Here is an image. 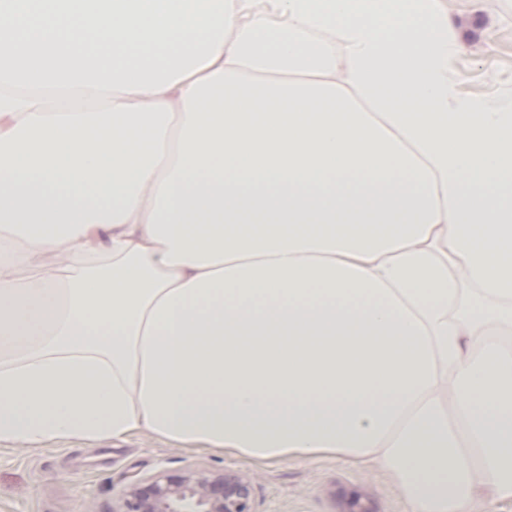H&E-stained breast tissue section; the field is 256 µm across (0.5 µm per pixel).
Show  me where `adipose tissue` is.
<instances>
[{
    "label": "adipose tissue",
    "mask_w": 512,
    "mask_h": 512,
    "mask_svg": "<svg viewBox=\"0 0 512 512\" xmlns=\"http://www.w3.org/2000/svg\"><path fill=\"white\" fill-rule=\"evenodd\" d=\"M455 18L0 0V444L142 431L352 459L405 512L512 503V111L462 95Z\"/></svg>",
    "instance_id": "1"
}]
</instances>
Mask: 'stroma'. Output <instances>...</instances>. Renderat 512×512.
Masks as SVG:
<instances>
[{
	"instance_id": "obj_1",
	"label": "stroma",
	"mask_w": 512,
	"mask_h": 512,
	"mask_svg": "<svg viewBox=\"0 0 512 512\" xmlns=\"http://www.w3.org/2000/svg\"><path fill=\"white\" fill-rule=\"evenodd\" d=\"M459 36L480 45L463 56L462 92L512 107V0H458ZM495 72L496 81L485 78ZM191 471L228 473L250 482L254 512H404L379 471L343 460L291 458L268 465L216 451H189L146 432L121 440H53L37 448L0 445V512H117L134 482Z\"/></svg>"
}]
</instances>
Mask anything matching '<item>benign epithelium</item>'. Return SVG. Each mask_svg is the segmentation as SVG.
<instances>
[{"instance_id":"obj_1","label":"benign epithelium","mask_w":512,"mask_h":512,"mask_svg":"<svg viewBox=\"0 0 512 512\" xmlns=\"http://www.w3.org/2000/svg\"><path fill=\"white\" fill-rule=\"evenodd\" d=\"M119 512H253L249 483L236 475L192 471L135 484Z\"/></svg>"}]
</instances>
